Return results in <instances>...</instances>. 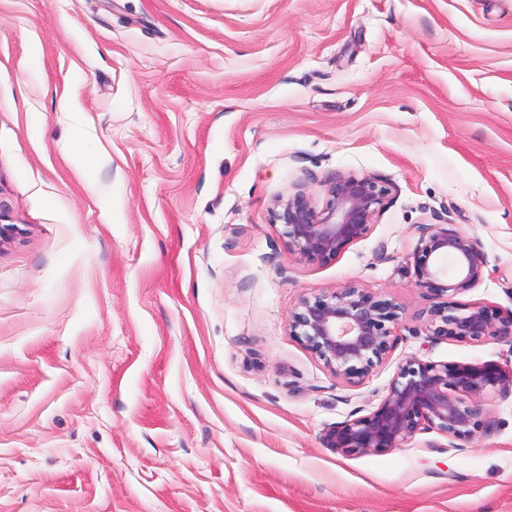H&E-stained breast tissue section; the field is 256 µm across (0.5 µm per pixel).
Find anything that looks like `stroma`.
I'll return each mask as SVG.
<instances>
[{"mask_svg": "<svg viewBox=\"0 0 512 512\" xmlns=\"http://www.w3.org/2000/svg\"><path fill=\"white\" fill-rule=\"evenodd\" d=\"M350 174L368 234L300 259L275 202ZM445 223L512 309V0H0V512H512L510 395L464 448L325 442L410 358L512 354L429 336ZM354 281L403 322L350 384L287 323Z\"/></svg>", "mask_w": 512, "mask_h": 512, "instance_id": "1", "label": "stroma"}]
</instances>
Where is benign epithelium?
I'll list each match as a JSON object with an SVG mask.
<instances>
[{"label": "benign epithelium", "instance_id": "7a95c632", "mask_svg": "<svg viewBox=\"0 0 512 512\" xmlns=\"http://www.w3.org/2000/svg\"><path fill=\"white\" fill-rule=\"evenodd\" d=\"M326 193L320 210L297 193L274 211L288 247L309 262L327 263L366 236L388 190L374 177L350 174L336 177ZM442 257L455 259L453 275L438 265ZM487 267L488 255L478 239L452 224L428 228L407 268L413 285L438 299L427 318L429 335L476 344L512 343V309L456 300L481 281ZM401 322L398 303L351 282L332 292L302 294L288 316V335L336 377L358 383L387 359ZM491 392L512 395V361L411 358L399 366L377 406L336 426L326 443L348 456L382 454L419 433L436 431L448 437V447L461 448L485 427L483 399Z\"/></svg>", "mask_w": 512, "mask_h": 512}]
</instances>
